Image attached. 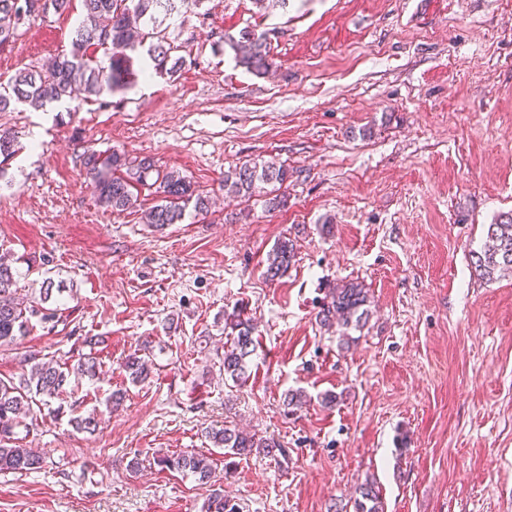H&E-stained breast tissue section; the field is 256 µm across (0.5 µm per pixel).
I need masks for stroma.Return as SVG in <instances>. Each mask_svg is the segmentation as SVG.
<instances>
[{
    "label": "stroma",
    "instance_id": "35a3bbf8",
    "mask_svg": "<svg viewBox=\"0 0 512 512\" xmlns=\"http://www.w3.org/2000/svg\"><path fill=\"white\" fill-rule=\"evenodd\" d=\"M82 18L75 0L23 26L0 81L70 49ZM167 25L185 59L173 78L142 76L141 56L123 89L0 112L22 144L0 179V249L20 295L47 276L71 289L62 322L0 346V377L28 354L98 362L34 411L25 443L46 465L0 475V512H205L208 486L157 464L186 450L211 454L241 512H329L370 476L384 512H512V274L482 279L471 258L512 211V0H206ZM246 28L269 39L267 75L224 42ZM90 148L152 157L216 206L160 232L148 193L108 210ZM270 157L294 171L286 208L225 197L229 167ZM286 238L296 260L267 281ZM346 280L372 315L344 347L316 314ZM235 307L257 326L242 386L219 364ZM145 345L153 373L135 385L119 363ZM297 389L309 400L286 412ZM93 410L96 430H74ZM225 425L283 456L224 470L202 432Z\"/></svg>",
    "mask_w": 512,
    "mask_h": 512
}]
</instances>
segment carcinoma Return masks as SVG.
<instances>
[{"label":"carcinoma","instance_id":"obj_1","mask_svg":"<svg viewBox=\"0 0 512 512\" xmlns=\"http://www.w3.org/2000/svg\"><path fill=\"white\" fill-rule=\"evenodd\" d=\"M198 7L204 0H81L84 19L74 30L71 49L48 58L35 69L18 72L6 83L0 82V112H6L19 103L52 104L62 100H86L104 90L126 87L133 76V55L146 49L154 64L155 73L173 76L181 68L182 57L177 47L168 42L160 26L162 18L170 14L176 3ZM73 0H0V46L13 42L19 28L26 21L52 10L62 15L70 12ZM237 62L257 74H265L272 66L267 38L250 30L239 37L228 38ZM101 49L110 51V65L102 67L93 59ZM21 150L17 137L0 130V176L10 161ZM86 174L91 180L99 204L114 212H124L136 206L138 192L146 189L156 203L145 215L146 223L161 231L170 224L180 223L187 209L194 216L203 217L214 205V200L198 193L191 182L179 172L161 171L149 156L130 158L115 150L88 151L84 156ZM292 171L288 165L272 157L261 162H244L224 172V194L229 197L252 198L260 196L271 210L287 206L288 197L279 192V186L288 181ZM295 244L291 239L280 241L266 260L265 278L279 279L295 260ZM475 269L482 277H493L498 272L512 273V213H505L486 229L485 242L474 253ZM20 272L11 255L0 254V345L9 344L25 336L34 326L52 321L58 309L45 307L55 287L52 278L41 282L38 294L23 299L17 296ZM331 301L317 313L321 326H334L346 331L362 328L371 309L368 293L357 282L336 283L329 288ZM224 376L242 385L250 377L249 364L256 351L254 326L243 312L235 308L224 312ZM30 370L19 381L0 378V474H28L44 468L45 460L34 449L17 441L16 430L28 428L27 419L32 405L50 400L65 392L71 376H94L96 358L89 355L78 359L72 367L51 361H40L33 355L23 358ZM132 382L148 378L150 363L134 352L120 363ZM206 437L216 448L225 449L231 459L263 453L273 456L283 453L273 441L238 428L225 426L209 429ZM164 469L192 475L202 485L211 486L207 512H240V505L226 497L216 486V467L210 457L195 452L164 455L158 459ZM352 512H384V501L377 482L367 478L356 488Z\"/></svg>","mask_w":512,"mask_h":512}]
</instances>
